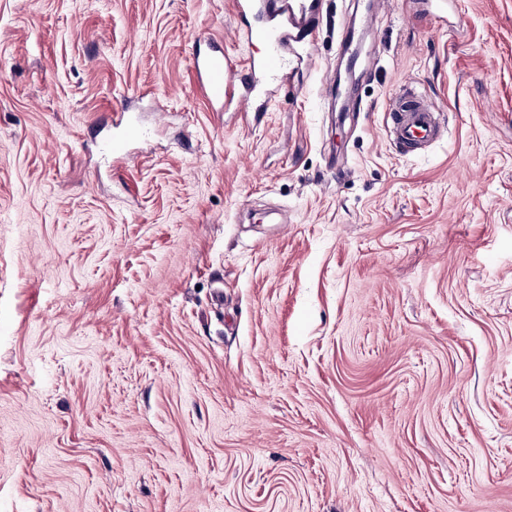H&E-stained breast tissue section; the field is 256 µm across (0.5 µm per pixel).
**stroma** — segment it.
<instances>
[{
  "label": "stroma",
  "mask_w": 512,
  "mask_h": 512,
  "mask_svg": "<svg viewBox=\"0 0 512 512\" xmlns=\"http://www.w3.org/2000/svg\"><path fill=\"white\" fill-rule=\"evenodd\" d=\"M246 30L0 0V512H512V0H324L296 90L223 112L193 48ZM387 115L393 143L402 153L432 144L440 137L435 106L427 97L408 88L393 96ZM112 127L118 130L120 135L103 145V149L112 155H118L122 152L126 139L140 135L139 129L133 124L126 112L114 111L112 113Z\"/></svg>",
  "instance_id": "stroma-1"
}]
</instances>
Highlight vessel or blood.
I'll use <instances>...</instances> for the list:
<instances>
[{
	"label": "vessel or blood",
	"mask_w": 512,
	"mask_h": 512,
	"mask_svg": "<svg viewBox=\"0 0 512 512\" xmlns=\"http://www.w3.org/2000/svg\"><path fill=\"white\" fill-rule=\"evenodd\" d=\"M233 5L239 15L253 14L260 19V26L248 31L247 37L264 43V53L239 63L223 50L198 49L193 53L192 65L213 105H233L247 111L259 81L284 84L291 78L293 71L285 61L286 53L293 51L299 60L309 59L321 0H233ZM112 126L119 135L104 143L103 148L117 155L125 140L139 136L140 131L128 113L122 111L113 112ZM388 126L394 145L404 153L434 143L440 137L438 112L433 103L406 88L400 89L389 103Z\"/></svg>",
	"instance_id": "b4317fda"
}]
</instances>
